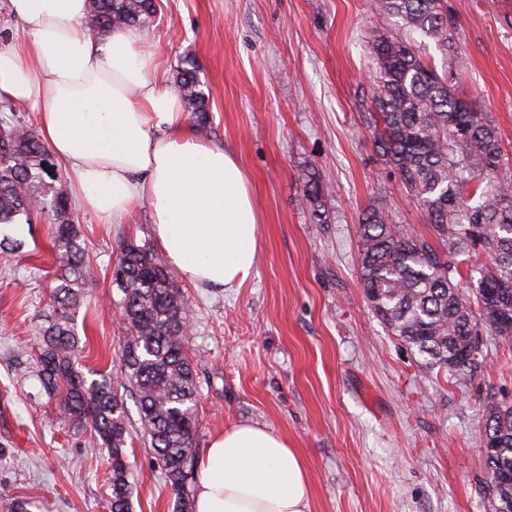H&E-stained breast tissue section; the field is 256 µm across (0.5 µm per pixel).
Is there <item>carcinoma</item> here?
<instances>
[{
    "label": "carcinoma",
    "instance_id": "obj_1",
    "mask_svg": "<svg viewBox=\"0 0 512 512\" xmlns=\"http://www.w3.org/2000/svg\"><path fill=\"white\" fill-rule=\"evenodd\" d=\"M93 29L106 36L146 24L152 0H89ZM376 12L396 20L409 37L376 34L372 40L377 88L368 124L385 164L407 196L422 206L428 232L395 221L382 200L365 209L358 224V274L379 322L432 367L458 380L481 369L483 337L512 347V178L501 174L503 145L486 112H478L462 85L448 83L416 48L412 35L430 40L457 76L467 61L455 52L448 0H373ZM175 86L199 122L207 120L210 92L194 60L176 69ZM0 225L51 227L58 285L51 320L39 332L36 376L59 397L62 418L90 427L94 443L110 458L111 512H131L127 464V409L112 376L85 374L77 316L92 271L81 234L68 221L70 204L51 183L49 153L37 132L0 121ZM304 197L313 220L325 223V187L309 172ZM491 265L476 267V250ZM479 277L459 287L464 273ZM113 280L128 332L121 361L135 395L141 431L175 491L179 512H188L197 431L196 381L183 338L189 313L178 285L147 244L122 246ZM486 494L492 512L512 505V403L492 402L482 419Z\"/></svg>",
    "mask_w": 512,
    "mask_h": 512
}]
</instances>
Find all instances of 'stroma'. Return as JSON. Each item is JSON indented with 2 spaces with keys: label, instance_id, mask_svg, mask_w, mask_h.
Listing matches in <instances>:
<instances>
[{
  "label": "stroma",
  "instance_id": "35a3bbf8",
  "mask_svg": "<svg viewBox=\"0 0 512 512\" xmlns=\"http://www.w3.org/2000/svg\"><path fill=\"white\" fill-rule=\"evenodd\" d=\"M142 27L173 79L192 56L211 92L208 120L187 125L247 171L260 212L255 274L221 291L179 281L192 327L196 452L251 422L288 437L312 484L311 512H490L483 493L487 405L512 400V349L485 340L480 373L463 383L424 365L373 315L357 274L356 224L385 199L398 223L427 229L423 209L374 147L365 119L375 90L373 32H396L370 0H153ZM466 57L464 89L489 113L512 174V10L501 0H448ZM328 188L315 224L305 173ZM87 288L84 363L121 370L127 336L112 270L123 242L154 244L146 206L106 224L71 199ZM46 224L27 227L24 252L0 250V512H110L107 452L58 418L35 376L34 344L52 310ZM131 512H176L126 396Z\"/></svg>",
  "mask_w": 512,
  "mask_h": 512
}]
</instances>
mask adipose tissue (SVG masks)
Returning a JSON list of instances; mask_svg holds the SVG:
<instances>
[{"instance_id":"1","label":"adipose tissue","mask_w":512,"mask_h":512,"mask_svg":"<svg viewBox=\"0 0 512 512\" xmlns=\"http://www.w3.org/2000/svg\"><path fill=\"white\" fill-rule=\"evenodd\" d=\"M89 0H11L23 47H0V100L37 112L85 210L119 224L150 209L169 265L202 288L241 287L258 251L259 213L237 157L185 123L183 103L134 29L94 37ZM306 464L287 438L240 423L199 462L195 512H310Z\"/></svg>"}]
</instances>
